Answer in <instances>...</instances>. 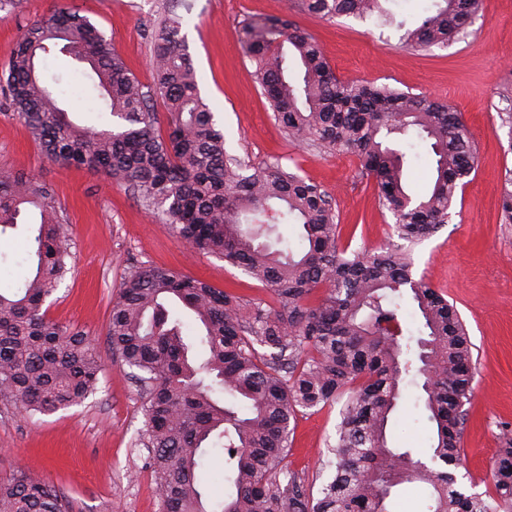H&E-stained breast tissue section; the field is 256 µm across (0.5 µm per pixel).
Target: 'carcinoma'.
I'll use <instances>...</instances> for the list:
<instances>
[{"label": "carcinoma", "instance_id": "cac0c4a2", "mask_svg": "<svg viewBox=\"0 0 512 512\" xmlns=\"http://www.w3.org/2000/svg\"><path fill=\"white\" fill-rule=\"evenodd\" d=\"M408 33L419 50L446 48L472 24L480 0H432ZM321 17H386L380 0H302ZM243 48L288 137L315 149L355 154L374 176L380 206L400 237L415 244L448 223L459 188L477 166L460 114L447 103L387 85L342 82L316 40L288 17L243 30ZM59 48L89 66L108 112L99 128L73 123L59 88L46 82L42 60ZM301 79L288 73V57ZM154 84L163 100L166 133L143 90L111 41L68 9L29 25L7 64L16 115L45 156L60 165L103 171L134 189L195 252L214 254L269 288L279 307L245 302L209 283L159 267L128 273L111 300L112 356L136 370L145 389L149 467L162 512H208L200 458L224 441L235 493L219 512H389L397 468L408 464L431 491L428 512H512V439L497 449L492 479L496 507L456 487L450 467L472 395V350L453 305L415 276L400 248L348 253L339 247L330 196L278 163L250 170L225 148L223 130L201 97L180 22L154 34ZM427 139L433 170L427 186L409 191L405 155L386 145ZM30 223V276L0 290V399L28 414H51L82 403L96 390L103 362L85 333L48 319L43 306L69 271V239L53 191L34 177L0 170V240ZM501 219L512 224V176L506 175ZM279 224H296L301 248L274 250L260 241ZM325 293L316 301V290ZM418 314L417 346L405 338L401 301ZM201 327L208 358L196 364L177 309ZM418 369L422 401L434 429L431 453L415 459L389 446L392 413L405 377ZM228 393L239 411L215 396ZM337 428L335 474L315 498L285 463L291 421L344 392ZM0 512H67L60 491L29 468L0 478Z\"/></svg>", "mask_w": 512, "mask_h": 512}]
</instances>
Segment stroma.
Here are the masks:
<instances>
[{
	"instance_id": "stroma-1",
	"label": "stroma",
	"mask_w": 512,
	"mask_h": 512,
	"mask_svg": "<svg viewBox=\"0 0 512 512\" xmlns=\"http://www.w3.org/2000/svg\"><path fill=\"white\" fill-rule=\"evenodd\" d=\"M299 0H15L0 9V70L16 37L31 23L68 7L111 40L137 80L153 87L152 33L180 16L201 96L224 132L226 149L260 167L280 162L326 191L337 205L340 244L352 251L411 247L417 276L453 304L472 346L473 397L455 471L463 492L491 499V471L504 432L512 433V224L500 221L506 170H512V0H482L473 24L448 48L416 51L401 42L423 18L422 0H383L393 19L326 18ZM288 16L318 41L344 81L389 85L451 103L466 126L477 167L459 190L451 217L416 245L400 239L381 209L373 178L353 154L289 140L273 118L241 39L251 20ZM44 74L57 78L81 126H101L107 113L85 68L51 52ZM0 168L36 176L63 207L70 271L45 303L51 320L83 330L104 362L97 389L84 403L27 417L0 402V477L20 466L36 470L62 493L68 512H161L144 429V394L108 344L110 301L137 267L157 266L205 280L245 299L272 300L261 283L210 254L191 252L132 188L98 172L48 161L16 117L0 86ZM25 235L0 245V289L28 274ZM422 376L400 386L390 424L392 447L428 455L433 430L421 402ZM340 403L297 414L288 469L312 494L329 481Z\"/></svg>"
}]
</instances>
